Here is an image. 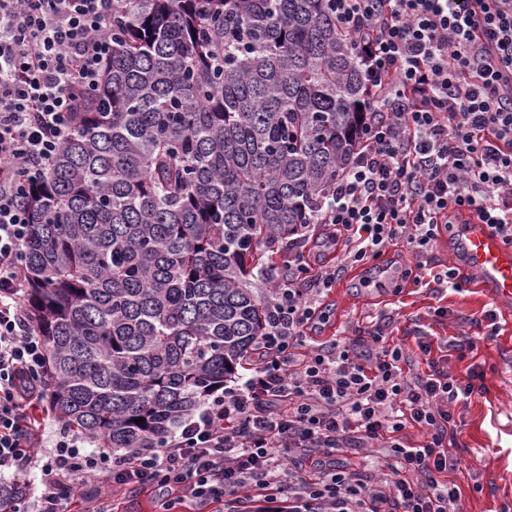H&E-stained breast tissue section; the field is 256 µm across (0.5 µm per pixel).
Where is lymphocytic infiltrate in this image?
Wrapping results in <instances>:
<instances>
[{"mask_svg": "<svg viewBox=\"0 0 512 512\" xmlns=\"http://www.w3.org/2000/svg\"><path fill=\"white\" fill-rule=\"evenodd\" d=\"M365 75L366 115L352 160L315 215L288 237V272L267 300L265 358L244 384L211 393L158 448L112 456L61 427L49 451L30 418L47 400L46 351L23 299L30 215L20 193L45 172L95 90L112 52V0H0V472L38 465V512H68L71 485L103 482L165 492L197 512H462L447 443L456 407L481 391L429 362L408 373L402 346L308 344L322 294L344 269L403 242L425 257L468 214L512 242V0H336ZM340 263H312L314 225ZM424 434L417 446L404 432ZM380 449L376 482L349 469H304L310 454Z\"/></svg>", "mask_w": 512, "mask_h": 512, "instance_id": "obj_1", "label": "lymphocytic infiltrate"}]
</instances>
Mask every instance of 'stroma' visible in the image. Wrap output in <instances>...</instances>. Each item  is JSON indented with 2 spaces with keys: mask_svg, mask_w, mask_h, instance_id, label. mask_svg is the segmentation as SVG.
I'll return each instance as SVG.
<instances>
[{
  "mask_svg": "<svg viewBox=\"0 0 512 512\" xmlns=\"http://www.w3.org/2000/svg\"><path fill=\"white\" fill-rule=\"evenodd\" d=\"M456 243V236L441 232L422 268L424 273H436L455 262L465 274L460 290L438 292L402 280V271L418 266L417 259L406 246H392L370 269L347 268L325 291L326 318L312 340L355 343L377 330L388 344L405 348L413 370L427 371L428 360L434 358L457 375L470 366L481 371L484 392L457 407L463 466L453 479L463 490L464 512H512V305H495L487 289L476 287L468 265L455 255ZM490 309L497 313L498 333L491 339L479 338L465 359H447L439 351L427 357L418 350L417 332L441 343L452 336L476 334V319ZM380 316L386 322L374 328L372 321ZM475 479L481 485L477 491L471 487ZM92 500L111 501L116 512H160L162 502L158 491L140 485L85 482L73 490L71 512H84Z\"/></svg>",
  "mask_w": 512,
  "mask_h": 512,
  "instance_id": "obj_1",
  "label": "stroma"
}]
</instances>
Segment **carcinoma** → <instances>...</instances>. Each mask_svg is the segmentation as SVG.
<instances>
[{
  "instance_id": "obj_1",
  "label": "carcinoma",
  "mask_w": 512,
  "mask_h": 512,
  "mask_svg": "<svg viewBox=\"0 0 512 512\" xmlns=\"http://www.w3.org/2000/svg\"><path fill=\"white\" fill-rule=\"evenodd\" d=\"M330 5L112 0L99 84L21 199L44 385L102 447H158L250 360L258 285L360 127L364 74ZM23 494L0 484V508Z\"/></svg>"
}]
</instances>
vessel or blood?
I'll return each instance as SVG.
<instances>
[{
  "label": "vessel or blood",
  "mask_w": 512,
  "mask_h": 512,
  "mask_svg": "<svg viewBox=\"0 0 512 512\" xmlns=\"http://www.w3.org/2000/svg\"><path fill=\"white\" fill-rule=\"evenodd\" d=\"M459 244L477 287L489 289L496 303H511L512 245L491 225L474 218L461 226Z\"/></svg>",
  "instance_id": "1"
}]
</instances>
